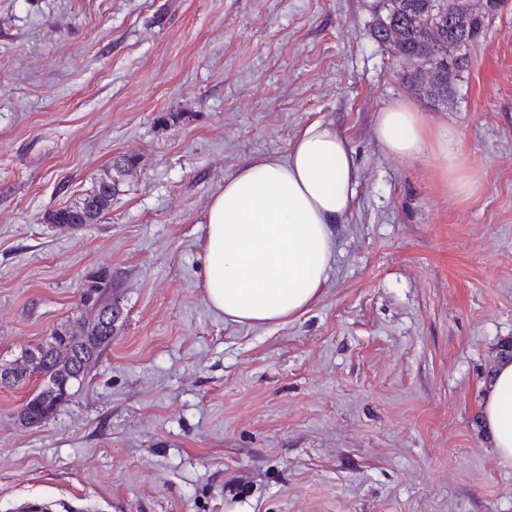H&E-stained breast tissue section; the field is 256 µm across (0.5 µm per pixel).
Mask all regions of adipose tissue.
Here are the masks:
<instances>
[{"label": "adipose tissue", "mask_w": 512, "mask_h": 512, "mask_svg": "<svg viewBox=\"0 0 512 512\" xmlns=\"http://www.w3.org/2000/svg\"><path fill=\"white\" fill-rule=\"evenodd\" d=\"M374 135L390 156H432L451 197L465 200L483 187L458 128L426 123L408 101L379 112ZM356 186L348 143L324 121L302 129L287 159L266 156L226 177L205 220L203 288L211 308L247 325L280 323L307 310L328 276L337 226L351 211ZM481 420L496 455L512 461V361L497 363Z\"/></svg>", "instance_id": "adipose-tissue-1"}]
</instances>
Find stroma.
Masks as SVG:
<instances>
[{
    "instance_id": "1",
    "label": "stroma",
    "mask_w": 512,
    "mask_h": 512,
    "mask_svg": "<svg viewBox=\"0 0 512 512\" xmlns=\"http://www.w3.org/2000/svg\"><path fill=\"white\" fill-rule=\"evenodd\" d=\"M376 20L375 0H0V363L76 326L89 274L121 311L54 418L18 419L37 382L0 387V512H512L479 415L512 339V0L444 103L408 90ZM398 99L459 128L481 192L380 148ZM318 120L358 166L321 292L225 321L210 200ZM108 174L105 215L47 223Z\"/></svg>"
}]
</instances>
